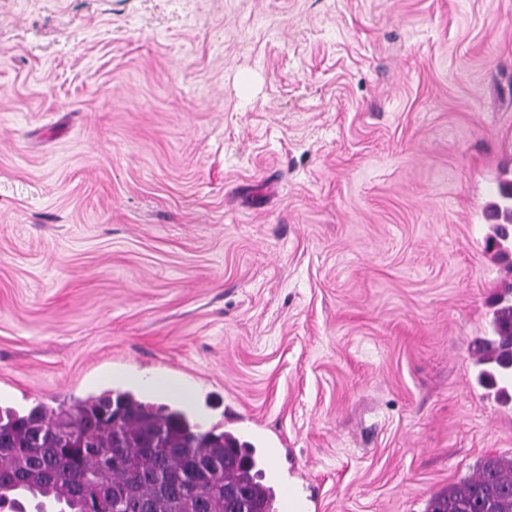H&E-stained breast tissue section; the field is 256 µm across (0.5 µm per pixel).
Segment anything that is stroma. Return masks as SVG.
Segmentation results:
<instances>
[{
  "label": "stroma",
  "mask_w": 512,
  "mask_h": 512,
  "mask_svg": "<svg viewBox=\"0 0 512 512\" xmlns=\"http://www.w3.org/2000/svg\"><path fill=\"white\" fill-rule=\"evenodd\" d=\"M504 176L512 0H0V406L130 390L301 505L425 512L512 458ZM499 201L490 207L491 216L496 217L495 236H498V226L512 225V179L502 178L498 182ZM492 321L493 336L480 339L476 351L481 354L477 365L480 384L497 387L502 395L512 400V298L500 297Z\"/></svg>",
  "instance_id": "obj_1"
}]
</instances>
